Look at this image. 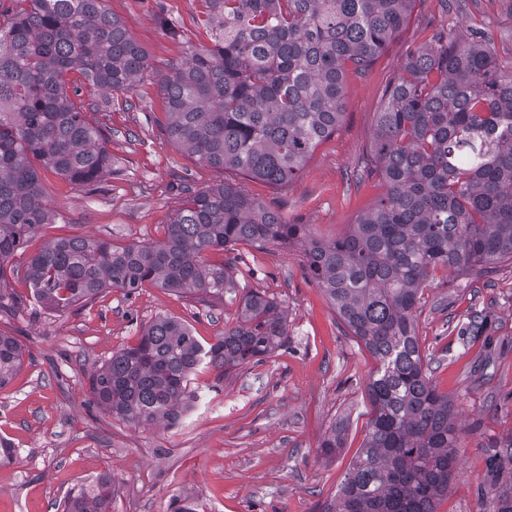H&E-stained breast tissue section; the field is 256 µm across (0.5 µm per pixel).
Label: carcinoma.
Instances as JSON below:
<instances>
[{"label": "carcinoma", "mask_w": 512, "mask_h": 512, "mask_svg": "<svg viewBox=\"0 0 512 512\" xmlns=\"http://www.w3.org/2000/svg\"><path fill=\"white\" fill-rule=\"evenodd\" d=\"M103 0H0V278L54 214L40 170L92 190L112 169L109 128L93 117L112 93L134 90L147 53ZM210 45L185 42L159 80L168 139L196 161L233 169L288 192L315 148L336 134L348 71L367 72L409 23L416 0H204ZM78 72L101 102L67 93ZM361 171L385 185L376 204L333 242L292 224L241 186L184 187V206L164 239L117 246L60 238L35 251L25 274L38 305L64 313L109 289L145 285L205 305L235 287L200 255L240 243L303 250L320 286L379 366L366 390L368 439L323 512H437L458 463L454 407L438 393L414 312L436 269L464 276L512 260V68L488 42L437 34L411 50L385 87ZM286 315L258 291L240 297L235 326L202 344L189 325L159 317L90 378L93 401L128 422L175 425L187 411L191 375L259 363L287 341ZM475 310L460 335L481 336ZM20 341L0 331V390L20 369ZM343 428L322 441L342 447ZM112 478L83 488L66 512H109Z\"/></svg>", "instance_id": "cac0c4a2"}]
</instances>
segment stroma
Here are the masks:
<instances>
[{"mask_svg": "<svg viewBox=\"0 0 512 512\" xmlns=\"http://www.w3.org/2000/svg\"><path fill=\"white\" fill-rule=\"evenodd\" d=\"M145 49L154 74L180 60L185 41L207 43L204 0H105ZM167 18L171 37L158 23ZM491 41L512 68V0H418L411 20L365 74L348 73L346 105L335 135L320 143L288 193L259 180L217 171L175 148L164 129L165 104L153 77L114 98L103 122L112 130V173L97 191L42 174L57 215L36 243L90 237L116 245L162 240L183 203L179 184L239 183L288 221L323 240L344 235L384 194L379 177H357L373 141L375 114L388 81L409 50L437 33ZM229 267L236 286L208 307L193 296L147 285L132 295L113 289L64 314L40 308L25 278L27 254L5 265L6 288L23 298L0 312V330L25 348L24 362L0 390V437L15 449L0 464V512H63L67 497L98 478L112 479V512H319L340 489L367 440L372 406L366 384L378 362L352 336L323 290L304 274L301 248L238 245L208 251ZM275 298L287 315L288 342L272 358L229 375L200 367L190 409L174 426L136 425L92 401L90 377L113 351L134 346L143 327L167 316L186 321L202 343H215L238 318L243 289ZM487 313V335L463 342L473 310ZM415 330L437 362L432 382L448 395L464 433L455 479L437 512H493L512 500V465L498 444L512 438V262L452 279L436 270L423 284ZM343 446L322 455L333 425Z\"/></svg>", "mask_w": 512, "mask_h": 512, "instance_id": "35a3bbf8", "label": "stroma"}]
</instances>
